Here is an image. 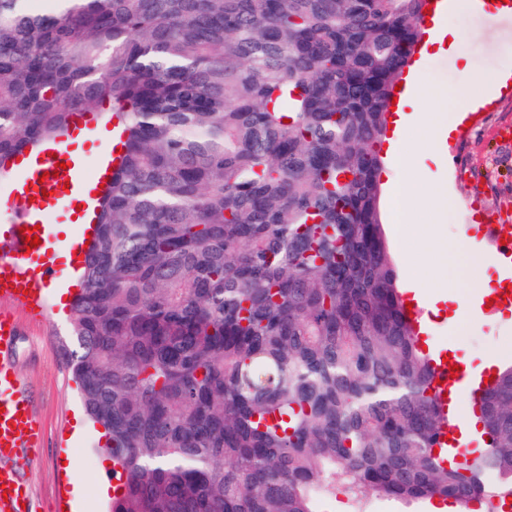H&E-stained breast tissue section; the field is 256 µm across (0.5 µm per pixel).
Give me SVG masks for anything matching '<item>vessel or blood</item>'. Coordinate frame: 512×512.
Masks as SVG:
<instances>
[{
  "label": "vessel or blood",
  "mask_w": 512,
  "mask_h": 512,
  "mask_svg": "<svg viewBox=\"0 0 512 512\" xmlns=\"http://www.w3.org/2000/svg\"><path fill=\"white\" fill-rule=\"evenodd\" d=\"M98 126L84 120L68 125L49 143L29 151L30 164L18 169L8 192L0 194V209L10 215L13 231L0 241V283L7 285L9 295L24 298L32 283L54 278V269L43 262L45 244L51 236L47 228L49 215L57 208L82 206L83 221L95 222L96 202L89 191L99 189L112 173L113 153L110 149L96 154L94 179L84 176V156L74 144L77 140H98ZM66 163V170H58V163ZM486 223L477 238L494 256L511 259L512 240H503L495 225L494 214H486ZM35 228L39 245L25 243L27 228ZM17 325L7 316L0 317V512H23V504L30 496L18 469L20 451L38 447L42 438V424L34 413L24 392L12 360ZM443 347H435L432 355L435 376L434 394L441 406H449L460 395H476L484 386V374H475L461 368L451 374L445 361Z\"/></svg>",
  "instance_id": "1"
}]
</instances>
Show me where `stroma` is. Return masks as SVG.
Here are the masks:
<instances>
[{
	"instance_id": "35a3bbf8",
	"label": "stroma",
	"mask_w": 512,
	"mask_h": 512,
	"mask_svg": "<svg viewBox=\"0 0 512 512\" xmlns=\"http://www.w3.org/2000/svg\"><path fill=\"white\" fill-rule=\"evenodd\" d=\"M452 24L466 38L456 50L432 52L422 58L426 90L447 92V99H424L405 106L407 116L460 107L472 89L475 74L493 63L512 67V18L480 12H456ZM471 126L459 127L450 144L447 166L433 169L431 177L443 180L453 200L435 218L417 214L405 235L394 222L386 228L399 282L407 280V251L419 250L427 226L439 229L447 243L469 233L479 213L494 212L498 223L512 225V144L501 139L502 126H512V89L492 94L490 104L470 116ZM47 315L0 297V314L12 316L19 327L12 351L14 365L25 383L31 405L42 423L44 441L32 449L28 475L36 512H55L58 501L71 502L76 512H107L108 501L98 499L96 486L104 457L98 447L104 439L100 427L89 420L68 360L72 343L71 311L60 308L54 286L39 298ZM447 308L432 317L437 335L450 341L456 356L476 367L490 357H512V322L476 318L458 329L448 322Z\"/></svg>"
}]
</instances>
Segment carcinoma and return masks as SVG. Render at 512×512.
Returning a JSON list of instances; mask_svg holds the SVG:
<instances>
[{"label":"carcinoma","mask_w":512,"mask_h":512,"mask_svg":"<svg viewBox=\"0 0 512 512\" xmlns=\"http://www.w3.org/2000/svg\"><path fill=\"white\" fill-rule=\"evenodd\" d=\"M425 5L0 0V176L77 114L122 124L68 352L112 512L512 500V364L477 399L484 448L442 465L381 209ZM321 503L325 512H354L357 508L346 495L344 490L336 485V489H330L321 497Z\"/></svg>","instance_id":"cac0c4a2"}]
</instances>
